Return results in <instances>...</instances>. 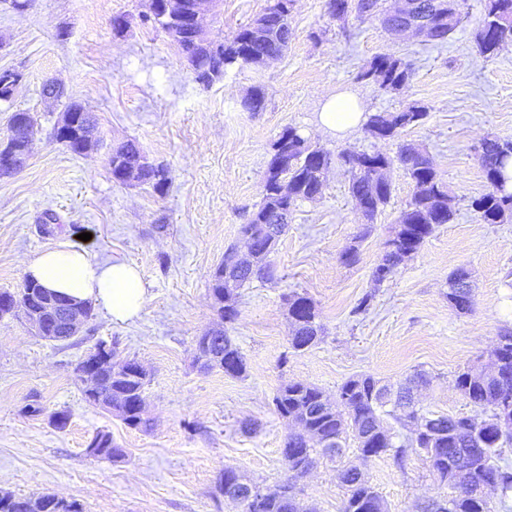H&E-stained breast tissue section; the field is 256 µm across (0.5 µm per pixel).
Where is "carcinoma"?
I'll return each mask as SVG.
<instances>
[{
    "mask_svg": "<svg viewBox=\"0 0 512 512\" xmlns=\"http://www.w3.org/2000/svg\"><path fill=\"white\" fill-rule=\"evenodd\" d=\"M466 0H414L409 14L427 21L426 41L434 45L447 43L466 18ZM294 0H267L264 10L251 22L241 26L222 43L204 37L190 38L172 31L163 32L177 45L194 70L196 82L208 87L222 79L226 69L239 65L261 66L280 55L292 36L290 15ZM332 17L352 15L365 23L377 20L391 32H402L406 19L385 7V0H328ZM512 41V0H484V14L475 42L480 54L496 57L506 42ZM412 72L393 53L373 57L359 72L358 80L375 84L386 91L396 92L411 79ZM265 93L260 86L251 89L244 106L250 112H260ZM75 114V130L91 135L92 115L76 102L64 108ZM427 110L413 104L399 112H379L368 116L366 133L376 139H394L409 127L420 124ZM11 150L27 159L33 137L34 118L26 125H17L12 115ZM479 157L489 189L471 200V208L487 224L512 222V177L507 169L512 165V139L485 137L479 146ZM347 167L348 193L361 209L367 221H373L388 204L392 194L390 171L398 167L412 184V194L400 212L386 251L373 269L376 282L389 279L397 268L415 255L436 227L453 221L457 197L438 177L427 151L414 143H403L396 155L345 149L337 154L310 144L298 131L284 130L272 145L265 170L266 194L253 211L243 234L248 240L251 259L234 261L227 257L213 271L210 294L222 323L233 324L239 317V290L254 280H268L271 269L267 258L284 234L288 219L300 202L319 198L336 164ZM112 178L120 184L149 185L162 192L169 183V170L152 164L140 153L138 145L126 141L112 149L108 160ZM288 315L294 326L289 339L291 348L301 352L316 346L321 340L319 312L311 299L292 292L285 296ZM448 302L459 313L472 307L469 273L454 272L448 282ZM47 335L56 342L71 339L64 318L50 314ZM496 370L490 373L466 368L456 377V386L474 407L466 416L426 415L417 407L413 391L430 383L429 376L416 371L397 386L383 384L371 375H358L346 380L331 401L316 386L303 381L282 385L273 398L275 412L283 418L296 420V427L285 440L282 449L287 478L279 488L266 493L264 512H314L297 498L296 482L314 465L316 457L344 459L339 479L344 488L341 512H388L384 499L368 477V464L382 455H392L396 465L410 453H423L430 462L439 484L451 489L444 497L447 507L442 511L435 500L420 506L419 512H496L508 510L512 494V465L503 456V449L512 447V412L503 418L500 407L512 401V332L499 334L490 350ZM112 366L101 373L97 396L112 407V415L129 428L148 431L150 419L143 412L146 406L147 381L141 377L142 365L135 359H121L117 343H112ZM195 362L200 367L220 368L230 377L241 378L247 364L232 338L223 327L211 328L196 340ZM388 414L407 430L404 442L395 445L393 434L383 422ZM101 435L109 444L95 448L93 457L117 461L125 456L112 434ZM353 438L356 453L346 455V442ZM247 477L238 469L227 466L220 475L217 490L240 512H252L251 504L236 491ZM499 493L493 503L486 490ZM46 495L17 497L0 493V512H57L47 508Z\"/></svg>",
    "mask_w": 512,
    "mask_h": 512,
    "instance_id": "obj_1",
    "label": "carcinoma"
}]
</instances>
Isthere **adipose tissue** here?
I'll list each match as a JSON object with an SVG mask.
<instances>
[{
    "label": "adipose tissue",
    "instance_id": "ef3b65f1",
    "mask_svg": "<svg viewBox=\"0 0 512 512\" xmlns=\"http://www.w3.org/2000/svg\"><path fill=\"white\" fill-rule=\"evenodd\" d=\"M365 120L358 98L350 93L327 99L319 116L322 128L335 132L358 127ZM25 273L44 288L91 303L120 323L137 319L148 298V285L136 266L96 261L84 247L68 240L29 258Z\"/></svg>",
    "mask_w": 512,
    "mask_h": 512
}]
</instances>
